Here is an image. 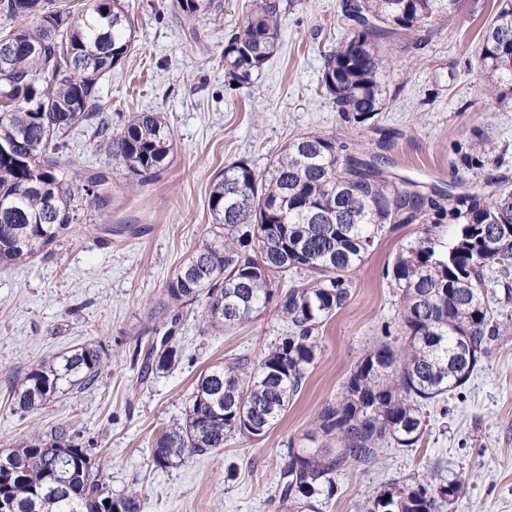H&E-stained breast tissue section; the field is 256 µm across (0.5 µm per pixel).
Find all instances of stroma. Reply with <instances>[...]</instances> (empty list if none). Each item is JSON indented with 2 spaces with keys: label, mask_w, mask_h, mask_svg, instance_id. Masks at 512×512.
<instances>
[{
  "label": "stroma",
  "mask_w": 512,
  "mask_h": 512,
  "mask_svg": "<svg viewBox=\"0 0 512 512\" xmlns=\"http://www.w3.org/2000/svg\"><path fill=\"white\" fill-rule=\"evenodd\" d=\"M247 0L181 19L176 0H130L134 47L101 81V103L120 129L128 116L157 112L176 143L169 168L145 188L132 187L89 132L74 131L70 151L79 171L112 177V221L137 224L138 234L74 235L45 259L0 270V450L37 430L72 423L97 444L96 459L113 493L138 490L143 512H281L275 483L289 445L303 446L327 398L379 336L398 319L399 294L385 276L409 224L385 230L354 273L346 307L321 328V352L301 392L261 442L238 438L216 453L162 471L150 442L182 417L198 374L209 365L258 358L288 324L275 304L224 333L207 329L201 306L173 314L163 288L210 223L212 181L242 161L266 172L298 135L326 133L375 149L389 134L393 173L429 187L458 191L512 183V94L497 100L477 67L484 28L496 0H464L421 46H395L383 79V112L374 129L342 120L321 88L324 53L344 38L338 0H280L279 47L250 83L224 77V35L239 23ZM493 148L489 162L460 161L476 136ZM493 307L500 334L446 406L425 410L426 430L412 448H386L378 464L347 470L335 496L318 512H359L388 484L431 470L464 483L456 512H512V300ZM179 316L183 359L170 372L142 376L132 360L149 325ZM105 347L108 364L97 389L69 394L33 412L11 400L16 379L77 346ZM236 479H227L229 469Z\"/></svg>",
  "instance_id": "stroma-1"
}]
</instances>
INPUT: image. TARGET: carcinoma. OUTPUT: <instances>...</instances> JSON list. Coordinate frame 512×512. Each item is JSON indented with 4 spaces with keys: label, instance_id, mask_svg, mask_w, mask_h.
<instances>
[{
    "label": "carcinoma",
    "instance_id": "1",
    "mask_svg": "<svg viewBox=\"0 0 512 512\" xmlns=\"http://www.w3.org/2000/svg\"><path fill=\"white\" fill-rule=\"evenodd\" d=\"M460 0H341L356 23L324 55L321 86L347 121L366 124L383 111L385 50L420 44ZM188 20L221 10L218 0H177ZM7 21L31 19L0 33L11 45L0 61V269L47 255L80 230L110 231L101 172L73 173L67 137L85 124L112 162L139 187L158 181L171 161L173 134L157 112H137L117 131L101 112L100 80L132 49L134 17L123 0H86L79 14L45 0H0ZM279 0H252L224 40V75L243 84L279 44ZM478 66L491 89L512 86V0H504L483 32ZM479 139L463 163L490 160ZM387 157L361 158L333 134L292 142L267 174L233 162L214 178L212 224L166 282V304L200 303L207 328L222 332L257 317L273 299L290 330L256 360L236 357L203 370L185 416L150 443L160 470L219 451L236 436L260 441L281 421L321 351L323 322L342 309L352 273L388 224H420L386 276L399 291L396 327L384 326L340 390L325 400L312 447L288 448L275 493L285 512H313L336 495L351 467L378 461L385 448L422 439L424 409L470 378L494 325L486 270H512V190L427 193L386 173ZM288 203V223L267 210ZM141 373L167 372L181 348L168 333L160 345L136 340ZM103 346L87 343L41 363L13 387L18 409L32 412L66 393L88 391L106 364ZM461 484L411 476L367 500L362 512H444ZM0 512H141L136 493L114 495L96 463L94 442L79 441L66 423L36 432L0 452Z\"/></svg>",
    "mask_w": 512,
    "mask_h": 512
}]
</instances>
